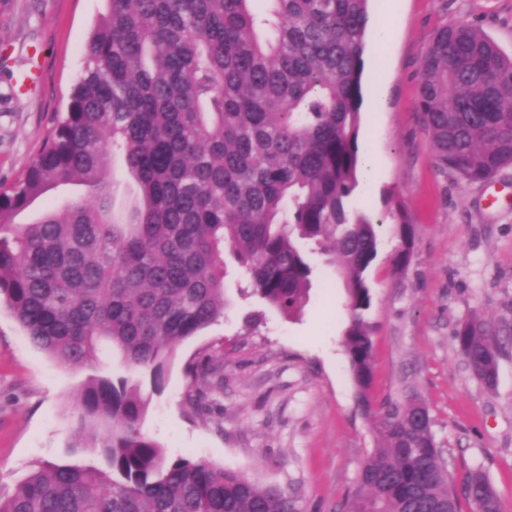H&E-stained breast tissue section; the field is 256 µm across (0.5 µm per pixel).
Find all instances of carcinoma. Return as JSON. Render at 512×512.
Returning <instances> with one entry per match:
<instances>
[{"mask_svg": "<svg viewBox=\"0 0 512 512\" xmlns=\"http://www.w3.org/2000/svg\"><path fill=\"white\" fill-rule=\"evenodd\" d=\"M105 2L66 112L24 178L0 191V303L59 362L91 366L108 349L159 390L176 347L224 316L226 258L247 279L241 294L292 316L310 255L324 254L344 281L343 347L375 436L348 512H460L428 406L367 398L378 241L353 196L371 0ZM418 110L438 171L482 183L512 164V56L479 26L438 31ZM118 153L136 187L124 218L109 169ZM66 186L83 197L16 222ZM395 219L397 274L414 233L400 206ZM455 340L494 386L501 348L487 324L466 319ZM223 366L210 358L194 377L221 387ZM77 407L72 447L99 461L38 466L0 494V512H297L284 489L165 457L142 432L133 377L91 376ZM464 496L472 512H502L478 469Z\"/></svg>", "mask_w": 512, "mask_h": 512, "instance_id": "carcinoma-1", "label": "carcinoma"}]
</instances>
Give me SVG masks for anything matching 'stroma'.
Wrapping results in <instances>:
<instances>
[{
    "label": "stroma",
    "mask_w": 512,
    "mask_h": 512,
    "mask_svg": "<svg viewBox=\"0 0 512 512\" xmlns=\"http://www.w3.org/2000/svg\"><path fill=\"white\" fill-rule=\"evenodd\" d=\"M104 10V0H0V188L24 177L65 111ZM371 15L360 143L374 165L355 193L379 240L365 314L373 340L369 397L376 407L421 398L455 492L470 470L482 469L503 512H512V165L477 184L439 173L417 109L422 60L437 31L474 23L511 55L512 0H372ZM399 204L415 248L396 275L390 259ZM312 262L299 316L234 297L222 318L177 347L162 391L142 379V429L168 457L204 460L288 490L299 512H347L374 433L356 405L342 347L343 284L321 257ZM256 313L259 325L248 327ZM475 316L500 331L492 388L471 374L453 339L458 323ZM210 353L224 357V387L207 390L211 410L195 415L184 403L187 367ZM94 372L124 369L107 351L92 369L60 364L0 306V490L11 491L37 464L95 459L96 449L72 445L76 402Z\"/></svg>",
    "instance_id": "1"
}]
</instances>
